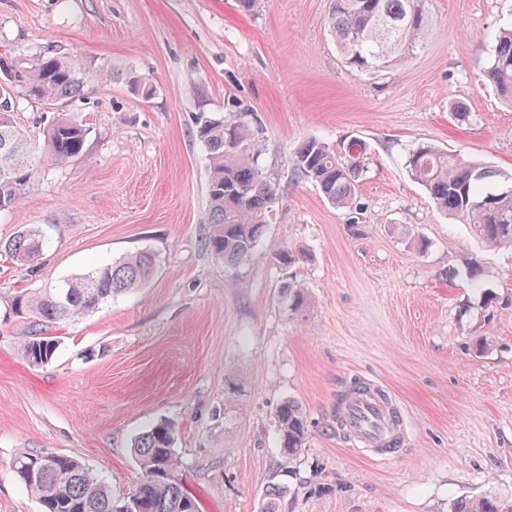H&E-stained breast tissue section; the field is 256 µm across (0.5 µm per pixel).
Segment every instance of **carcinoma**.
Wrapping results in <instances>:
<instances>
[{
	"instance_id": "cac0c4a2",
	"label": "carcinoma",
	"mask_w": 512,
	"mask_h": 512,
	"mask_svg": "<svg viewBox=\"0 0 512 512\" xmlns=\"http://www.w3.org/2000/svg\"><path fill=\"white\" fill-rule=\"evenodd\" d=\"M428 26L426 0H330L328 28L347 67L361 72L379 70L409 59L423 45ZM487 81L503 102L512 105V26L493 38ZM92 77L110 80L112 68L93 69L71 53H35L28 59L0 57V211L17 207L35 184L42 162L57 167L79 161L87 151V130L75 113H62L47 129L44 154L37 155L13 120L15 99L23 96L56 106L81 95ZM194 135L208 160L209 230L205 248L229 267L244 264L265 235L277 200L276 189L258 166L261 132L250 109L238 101L222 115L201 114ZM294 170L313 183L336 208H358L357 189L364 171V147L353 143L341 157L319 139L300 140L291 154ZM405 165L429 193L437 210L471 226L474 234L494 247L512 248V177L459 155L420 144L409 151ZM38 231L24 227L0 244L11 258L31 264L40 255ZM272 257L292 267L299 255L276 245ZM155 255L141 251L83 274L68 277L32 293L14 296L12 307L35 321L22 342L34 366L53 358L57 341L47 328L64 319L90 313L112 297L146 282ZM288 311L307 303L303 286L288 278L280 287ZM280 452L290 460L306 445L309 423L298 402H282L276 411ZM171 423L158 421L134 438L131 452L140 476L127 496L112 498L107 486L79 460L62 454H26L15 463L19 482L39 501L41 512H197L195 500L183 489ZM46 457L38 473L29 470L34 458ZM454 512H512V505L485 496L462 499Z\"/></svg>"
}]
</instances>
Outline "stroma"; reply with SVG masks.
I'll list each match as a JSON object with an SVG mask.
<instances>
[{"label":"stroma","instance_id":"stroma-1","mask_svg":"<svg viewBox=\"0 0 512 512\" xmlns=\"http://www.w3.org/2000/svg\"><path fill=\"white\" fill-rule=\"evenodd\" d=\"M330 0H0V55L43 49L111 65L63 108L88 152L43 166L0 241L23 225L44 234L40 259L0 255V512H40L17 459H79L113 497L139 476L131 442L160 420L176 428L180 478L199 512H451L461 498L512 500V250L484 246L439 213L407 173L422 143L512 173V108L485 80L493 36L512 0H429L422 48L379 72L346 67L328 27ZM137 76L153 88L134 93ZM249 105L259 159L278 201L263 242L230 268L204 246L207 161L199 114ZM464 103L468 121L453 116ZM56 114L17 99L35 150ZM307 137L343 153L367 148L357 215L294 172ZM295 247L281 268L270 245ZM157 258L142 287L51 326L59 346L29 365L30 318L18 292L139 251ZM310 297L293 314L287 278ZM380 389L409 423L395 459L356 446L336 424L352 383ZM236 394H229V386ZM288 399L310 432L292 461L275 414Z\"/></svg>","mask_w":512,"mask_h":512}]
</instances>
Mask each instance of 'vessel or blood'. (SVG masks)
I'll return each instance as SVG.
<instances>
[{
	"instance_id": "obj_1",
	"label": "vessel or blood",
	"mask_w": 512,
	"mask_h": 512,
	"mask_svg": "<svg viewBox=\"0 0 512 512\" xmlns=\"http://www.w3.org/2000/svg\"><path fill=\"white\" fill-rule=\"evenodd\" d=\"M342 418L359 444L380 459H391L395 434L406 433L407 423L375 386L355 389L343 405Z\"/></svg>"
}]
</instances>
